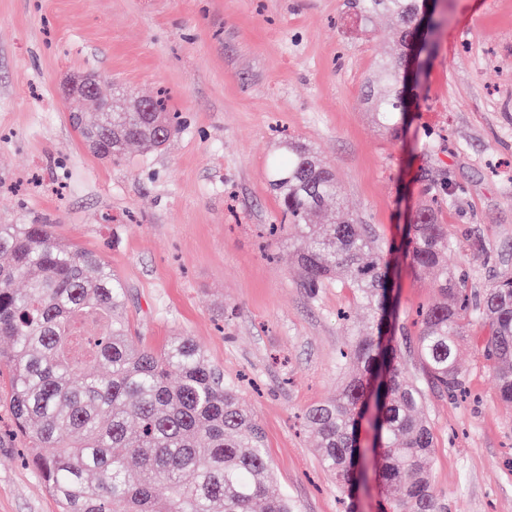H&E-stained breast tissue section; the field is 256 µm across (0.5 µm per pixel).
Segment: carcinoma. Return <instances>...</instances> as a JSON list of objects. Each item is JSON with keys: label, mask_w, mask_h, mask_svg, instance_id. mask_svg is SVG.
Wrapping results in <instances>:
<instances>
[{"label": "carcinoma", "mask_w": 512, "mask_h": 512, "mask_svg": "<svg viewBox=\"0 0 512 512\" xmlns=\"http://www.w3.org/2000/svg\"><path fill=\"white\" fill-rule=\"evenodd\" d=\"M362 26L380 14L398 28L390 57L368 80L365 99L375 124L397 133L407 118L403 63L420 37L421 0H352ZM152 112H96L70 120L84 140L119 160L128 149L164 146L180 126L176 113L152 101ZM284 217L304 242L296 255L303 285L314 291L342 283L370 309L373 330L340 351L354 363L336 398L310 407L305 425L325 469L352 495L366 452L357 445L368 400L373 420L382 512H442L426 465L434 448L420 416L421 388L404 373L394 336L384 332L390 308L389 261L372 229L336 209L335 171L305 144L281 142L268 167ZM416 269L435 272L439 300L419 311L416 349L431 386L457 392L463 375L457 346L473 320L488 326L482 355L491 362L498 396L512 406V270L474 295L448 265V227L431 205L409 225ZM0 374L9 390L0 407L30 444L29 461L61 512H293L268 492L271 468L264 433L234 384L189 336L157 353L136 348L125 314L127 289L100 255L61 242L50 224H0ZM23 279L27 287L14 283ZM97 366L94 371L86 364ZM178 381L169 383L171 374ZM167 489L159 497L157 486Z\"/></svg>", "instance_id": "carcinoma-1"}]
</instances>
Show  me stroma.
I'll list each match as a JSON object with an SVG mask.
<instances>
[{
	"instance_id": "1",
	"label": "stroma",
	"mask_w": 512,
	"mask_h": 512,
	"mask_svg": "<svg viewBox=\"0 0 512 512\" xmlns=\"http://www.w3.org/2000/svg\"><path fill=\"white\" fill-rule=\"evenodd\" d=\"M349 0H0V224H50L99 254L128 289L135 345L193 337L262 427L273 481L296 512L346 505L303 423L334 398L336 358L370 313L347 288L310 292L300 241L266 233L280 204L267 168L281 136L312 145L344 202L384 245L400 246L430 180L448 263L482 291L512 269V0H442L444 22L394 137L374 122L363 83L392 51L389 15L360 28ZM92 72L139 97L165 94L181 128L161 150L93 155L69 122L92 102L66 97ZM435 277L398 257L394 333L422 387L435 447L428 480L445 512H512V408L470 322L458 352L466 397L426 384L417 313ZM0 438V512H60Z\"/></svg>"
}]
</instances>
